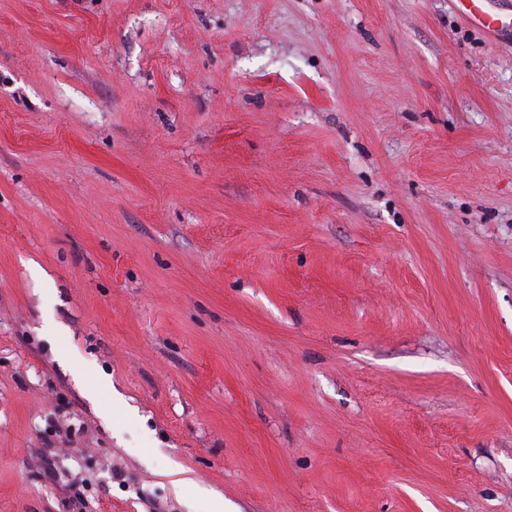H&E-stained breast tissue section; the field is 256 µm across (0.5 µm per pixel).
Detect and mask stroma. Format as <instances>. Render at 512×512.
Listing matches in <instances>:
<instances>
[{"mask_svg":"<svg viewBox=\"0 0 512 512\" xmlns=\"http://www.w3.org/2000/svg\"><path fill=\"white\" fill-rule=\"evenodd\" d=\"M512 512V35L451 0H0V512Z\"/></svg>","mask_w":512,"mask_h":512,"instance_id":"1","label":"stroma"}]
</instances>
